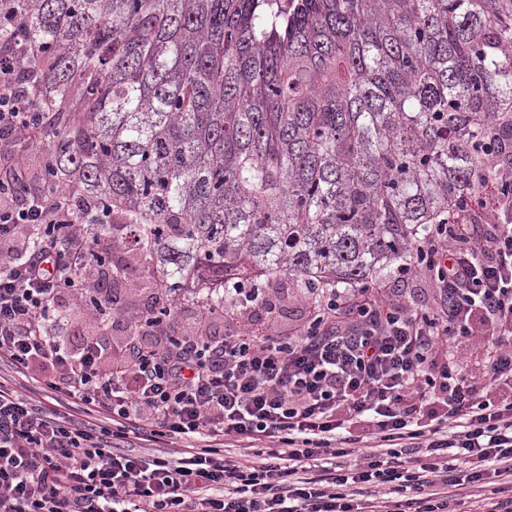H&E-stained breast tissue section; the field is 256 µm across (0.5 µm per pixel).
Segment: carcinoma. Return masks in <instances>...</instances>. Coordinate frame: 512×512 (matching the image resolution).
Listing matches in <instances>:
<instances>
[{
  "mask_svg": "<svg viewBox=\"0 0 512 512\" xmlns=\"http://www.w3.org/2000/svg\"><path fill=\"white\" fill-rule=\"evenodd\" d=\"M44 189L217 315L234 286L381 285L512 140V0H0Z\"/></svg>",
  "mask_w": 512,
  "mask_h": 512,
  "instance_id": "1",
  "label": "carcinoma"
}]
</instances>
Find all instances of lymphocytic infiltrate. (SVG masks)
<instances>
[{"instance_id": "obj_1", "label": "lymphocytic infiltrate", "mask_w": 512, "mask_h": 512, "mask_svg": "<svg viewBox=\"0 0 512 512\" xmlns=\"http://www.w3.org/2000/svg\"><path fill=\"white\" fill-rule=\"evenodd\" d=\"M15 69L0 52V360L51 366L61 397L0 381V512H458L467 486L512 512V402L492 398L512 387V144L398 269L427 273L434 304L339 288L288 335L242 323L219 339L170 338L141 310L107 374L101 339L71 346L60 298L82 289L111 317L88 227L112 215L74 188L25 195L39 133ZM21 224L38 244L14 247ZM464 340L483 346L487 383L465 375ZM131 437L156 452L125 450Z\"/></svg>"}]
</instances>
